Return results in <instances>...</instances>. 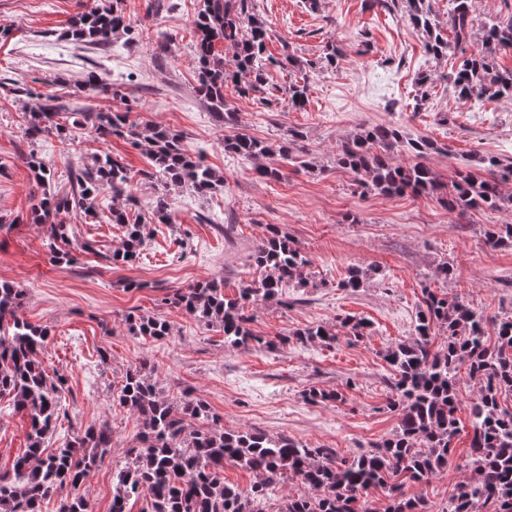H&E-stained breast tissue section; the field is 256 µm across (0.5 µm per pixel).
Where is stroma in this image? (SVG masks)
I'll list each match as a JSON object with an SVG mask.
<instances>
[{
	"label": "stroma",
	"instance_id": "obj_1",
	"mask_svg": "<svg viewBox=\"0 0 512 512\" xmlns=\"http://www.w3.org/2000/svg\"><path fill=\"white\" fill-rule=\"evenodd\" d=\"M111 0H0V281L23 288L21 314L49 326L50 342L40 358L46 369L67 377L62 403L67 416L45 441L58 447L79 428L108 422L112 449L91 472L82 491L92 512H111L115 477L129 459L141 429L138 417L114 400L128 369L146 361V372L166 399L191 393L219 415L227 430L259 429L287 434L344 458L370 450L399 428L390 410L393 372L383 353L410 339L426 291L456 297L487 319L512 315V245L490 246L491 226L512 224V208L452 212L435 197L362 194L354 175L337 166L336 147L357 128L392 123L407 137L445 146L431 162L442 178L475 155L512 157V100L474 111L445 81L450 60H429L421 36L393 15L364 7V0H319L309 12L304 0H257L269 26L267 49L290 52L315 70L305 110L288 107L286 71L270 68L261 91L239 95L224 87V100L237 114L227 127L196 92L193 18L200 0H122L135 29L112 36L100 51L65 38L69 21ZM342 42L346 56L335 70L319 69L322 46ZM430 71L431 94L419 98L416 77ZM111 84L109 96L81 93L89 76ZM53 95L68 111L129 110L132 121L161 123L183 135L189 153L224 176V185L201 196L187 187L161 188L138 181L135 211L148 215L166 191L174 221L144 229L143 255L131 266L104 259L118 248L124 229L93 223L83 214H63L78 242L90 243L73 265H54L45 247L46 227L29 220L40 191L26 164L37 153L51 167L53 191H71L70 168L91 163L102 152L125 157L133 170L146 168L144 149L121 138L98 139L86 127L70 140L49 133L30 139L27 112L34 101L16 98L13 86ZM303 134L304 166L279 160L280 179L256 172V161L224 152L225 137L245 133L272 143L289 130ZM277 225L310 260L303 282L282 290L278 302H257L254 334L274 348L225 345L218 326L161 305L176 289L214 279L226 295L259 278L248 257ZM448 266V278L436 277ZM369 270L363 288L338 283L349 267ZM157 315L171 325L160 339L133 336L126 317ZM366 322L362 336L343 328L344 318ZM323 325L336 342L302 344L293 332ZM108 360H101V353ZM338 393L335 401L311 402L310 388ZM29 420L9 398H0V470L10 468L27 446ZM468 433L453 441L454 465L429 481L410 483L408 496L444 512L468 448Z\"/></svg>",
	"mask_w": 512,
	"mask_h": 512
}]
</instances>
